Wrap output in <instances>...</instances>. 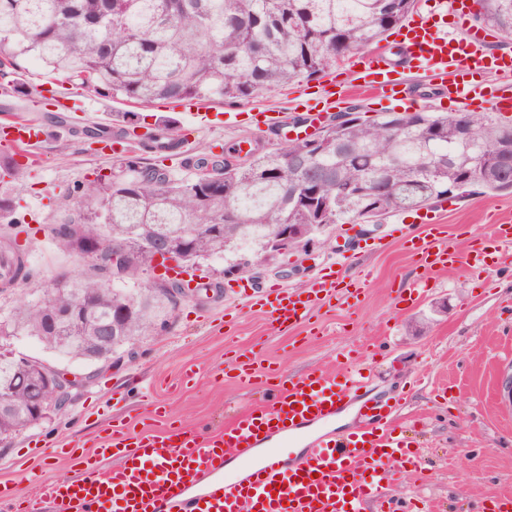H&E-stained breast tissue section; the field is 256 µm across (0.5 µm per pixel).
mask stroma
<instances>
[{
	"mask_svg": "<svg viewBox=\"0 0 512 512\" xmlns=\"http://www.w3.org/2000/svg\"><path fill=\"white\" fill-rule=\"evenodd\" d=\"M317 87L314 81L296 83L252 105L205 103L210 123L190 133L192 155L160 161L149 153L145 159L184 179L194 175L195 157L206 151L228 156L247 140L278 148L285 129L261 132L247 120L228 128L225 113L256 106L301 116L297 96ZM55 89L71 95L74 110L58 109ZM102 113L109 114L116 134L129 124L146 133L183 123L180 104L162 101L145 111L78 89L34 61L0 79V123L22 119L41 130L26 147L36 165L22 181L0 178V199L12 203L5 220L15 223L18 243L29 249L33 287L46 285L60 270L82 268L57 249L47 228L62 219L60 195L112 171L113 154L82 133ZM497 216L512 217V194L476 191L453 199L441 216L449 246L467 253L472 234L487 232ZM395 222L391 215L359 232L332 224L309 252L272 259L266 281L279 279L291 288L305 287L313 271L340 251L347 274L369 276L359 306L327 303L309 322L288 329L275 328L269 314L243 305L237 290L249 277H225L223 257L214 256L204 261L201 275L220 283L221 294L181 304L167 329L141 343L137 357L120 367L94 373L89 365L46 351L34 338L11 339L17 352L94 378L65 412L0 445V490L28 496L35 489L32 472L44 481L76 477L73 461L57 454V447L75 441L93 452L113 421L134 434L161 433L172 423L214 431L234 412L258 406L281 377L309 369L335 373L354 358L372 375L367 397L404 399L401 425L416 441L424 466L391 490V512H485L486 502L512 500V402L498 386L501 372L512 368V258L488 267L458 265L434 274L432 287L421 291L423 268L389 237ZM283 265L294 267L295 275L280 278ZM252 357L260 370L251 382H241L240 365ZM189 367L196 378L186 384L182 374Z\"/></svg>",
	"mask_w": 512,
	"mask_h": 512,
	"instance_id": "1",
	"label": "stroma"
}]
</instances>
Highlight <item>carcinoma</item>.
I'll return each mask as SVG.
<instances>
[{"instance_id":"1","label":"carcinoma","mask_w":512,"mask_h":512,"mask_svg":"<svg viewBox=\"0 0 512 512\" xmlns=\"http://www.w3.org/2000/svg\"><path fill=\"white\" fill-rule=\"evenodd\" d=\"M417 0H0V66L37 58L64 80L101 96L124 97L141 108L157 101L247 103L301 80L320 78L348 50L377 44L411 13ZM472 20L512 34V0H474ZM468 140L460 136L462 130ZM512 137V120L494 112H384L367 123L354 116L331 122L311 148L300 141L252 153L247 165L208 157L188 180L137 154L118 170L97 175L59 201L51 228L58 249L95 259L59 294L0 308V337L29 336L47 350L103 363L124 345L154 335L177 310L168 278L145 280L159 240L192 260L237 254L262 256L279 224H354L418 210L480 187L512 193V167L498 148ZM483 159L480 172L470 159ZM371 184L369 196L363 187ZM194 225H189V221ZM126 260L112 269V248ZM34 277L25 248L0 239V293ZM87 300L73 327L52 320L58 301ZM126 308L120 337L103 339L101 323ZM42 365L17 369L0 359V389L14 408L0 412V437L39 421Z\"/></svg>"}]
</instances>
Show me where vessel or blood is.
Returning <instances> with one entry per match:
<instances>
[{"mask_svg":"<svg viewBox=\"0 0 512 512\" xmlns=\"http://www.w3.org/2000/svg\"><path fill=\"white\" fill-rule=\"evenodd\" d=\"M468 17L466 0H433L424 16L400 30L403 66L391 65L381 51L365 53L355 87L322 88L307 99V111L323 114L332 98L354 90L388 104L397 101L404 91L400 70L406 67L447 82L455 104L468 107L478 101L483 109L511 112L512 53L487 51L476 32L465 40L449 36V28L466 26ZM490 71L503 74V81L487 86L483 76ZM39 135L31 124L10 123L0 132V150L18 152ZM419 221L425 233L413 234L403 224L393 230L428 272L453 267L459 255L439 218L425 214ZM367 283L364 276L346 278L343 267L331 263L302 289L273 284L262 294L246 295L245 302L288 328L305 323L319 303L340 299L357 305ZM367 380L353 361L334 376L316 369L289 376L261 406L213 432L174 427L132 435L124 425L111 426L94 454L74 456L77 478L40 483L22 499L0 492V512H363L366 505L383 504L405 465L417 462L409 438L396 427L393 406L364 397ZM352 402L358 405L354 428L307 440L295 462H280L274 451L264 462L256 461L260 442L302 437L310 426L334 421ZM108 458L113 461L109 467L104 464ZM231 458L242 461L240 475H226Z\"/></svg>","mask_w":512,"mask_h":512,"instance_id":"obj_1","label":"vessel or blood"}]
</instances>
